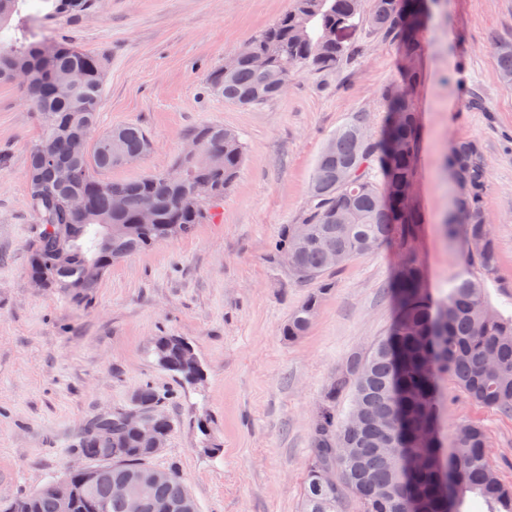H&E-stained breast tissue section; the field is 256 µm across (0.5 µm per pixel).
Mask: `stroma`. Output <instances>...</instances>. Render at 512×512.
I'll return each mask as SVG.
<instances>
[{"label":"stroma","mask_w":512,"mask_h":512,"mask_svg":"<svg viewBox=\"0 0 512 512\" xmlns=\"http://www.w3.org/2000/svg\"><path fill=\"white\" fill-rule=\"evenodd\" d=\"M293 0H99L84 14L39 20L38 31L102 56L101 130L134 123L152 147L107 171L114 180L166 171L195 131L219 124L245 143L240 173L214 222L114 263L89 298L37 288L27 275L34 218L27 154L41 137L21 83L0 84V504L58 478L97 416L124 412L152 386L172 421L152 464L185 479L199 512H302L310 423L349 354L385 336L400 244L351 260L330 276L308 332L285 338L289 314L317 288L294 281L273 248L301 223L314 163L344 121L369 113L381 129L384 90L416 69L419 123L413 207L423 218L413 255L441 297L461 265L442 224L453 199L445 166L452 140L476 139L490 160L486 205L501 265L489 300L512 312V85L497 45L512 41V0H430L423 51L358 31L333 70L292 76L257 108L207 96V76L287 12ZM179 336L205 370L189 386L159 366L151 346ZM441 433L473 418L489 457L512 485V417L472 405L450 382Z\"/></svg>","instance_id":"obj_1"}]
</instances>
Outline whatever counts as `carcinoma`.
I'll use <instances>...</instances> for the list:
<instances>
[{
	"instance_id": "carcinoma-1",
	"label": "carcinoma",
	"mask_w": 512,
	"mask_h": 512,
	"mask_svg": "<svg viewBox=\"0 0 512 512\" xmlns=\"http://www.w3.org/2000/svg\"><path fill=\"white\" fill-rule=\"evenodd\" d=\"M93 0H0V83L25 75L35 93L40 140L27 158V187L34 215L28 276L47 288L68 290L83 283L91 295L112 264L164 242L161 226L189 233L224 198L243 162L239 133L221 125L199 128L201 152L179 156L170 170L133 180H109L99 172L124 165L150 149L136 124L102 132L99 114L104 60L70 42L49 39L31 28L45 14L82 12ZM426 0H294L293 7L212 72L210 94L241 107H259L282 94L278 86L304 71L336 67L350 53L360 28L398 42L403 54L422 51ZM266 60L262 68L251 57ZM499 74L512 83V42L497 47ZM388 117L381 132L357 114L336 127L318 155L309 205L300 224L288 230L275 251L288 258L298 282L326 290L325 276L346 263L398 241L411 248L418 212L408 204L414 183L419 130L415 107L400 88L385 89ZM465 193L445 220L448 237L465 244L462 270L445 294L433 298L413 254L406 255L390 284L395 320L386 336L361 355L348 357L330 378L310 428L304 484V512H340L345 497L357 512H464L471 493L485 512H512V486L489 463L488 432L479 421L456 424L444 439L439 427L444 398L440 379L479 407L512 417V314L491 306L486 282L495 279L500 255L486 207L490 161L469 138L454 140L446 156ZM72 196L85 202L79 215ZM121 197L126 208H114ZM153 210L155 223L137 222ZM123 224L119 237L106 225ZM340 263L326 260L329 250ZM319 296H309L288 318L283 335L296 338L309 328ZM154 355H163L185 383L203 381L199 369L183 363L171 337L160 336ZM138 409H150L162 432L171 420L157 410L161 395L139 391ZM122 416L101 415L79 442L92 472L68 474L76 493L74 512H127L112 496V483L131 479L151 457L136 436L122 428ZM103 448H115L106 460ZM147 512H198L195 499L175 471L146 486ZM5 512H57L50 485L11 501Z\"/></svg>"
}]
</instances>
